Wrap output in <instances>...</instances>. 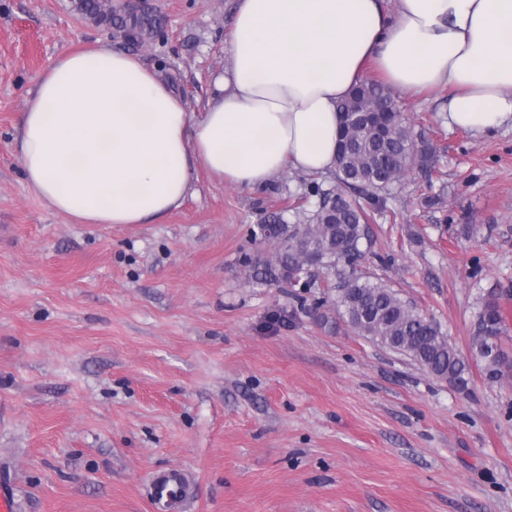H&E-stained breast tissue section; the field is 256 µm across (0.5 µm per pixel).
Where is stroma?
Segmentation results:
<instances>
[{
	"label": "stroma",
	"instance_id": "obj_1",
	"mask_svg": "<svg viewBox=\"0 0 512 512\" xmlns=\"http://www.w3.org/2000/svg\"><path fill=\"white\" fill-rule=\"evenodd\" d=\"M143 58L191 110L227 64L237 0H148ZM125 50L72 0H0V488L15 512H156L151 475L182 470V512H512V378L471 360L496 298L512 354V129L476 136L448 91L397 101L436 148L370 215L363 274L438 322L469 392L358 336L309 288L250 284L251 228L308 191L291 170L249 192L200 174L156 224H73L25 184L20 116L49 66Z\"/></svg>",
	"mask_w": 512,
	"mask_h": 512
}]
</instances>
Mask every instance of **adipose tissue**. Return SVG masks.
Listing matches in <instances>:
<instances>
[{"label":"adipose tissue","mask_w":512,"mask_h":512,"mask_svg":"<svg viewBox=\"0 0 512 512\" xmlns=\"http://www.w3.org/2000/svg\"><path fill=\"white\" fill-rule=\"evenodd\" d=\"M227 44L198 111L139 55L57 59L21 115L27 186L75 224H153L201 170L247 191L332 172L337 105L370 64L405 95L447 89L449 126L512 127V0H239Z\"/></svg>","instance_id":"ef3b65f1"}]
</instances>
